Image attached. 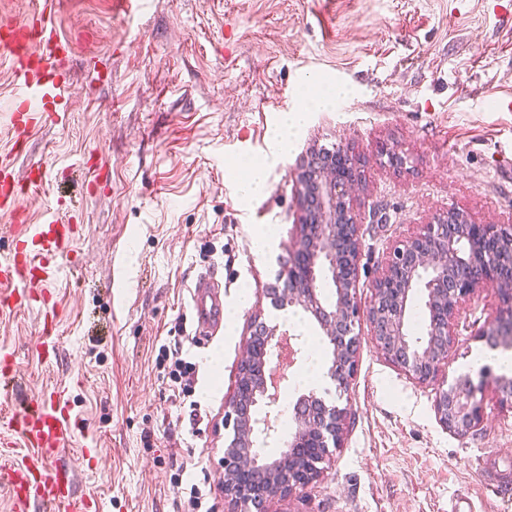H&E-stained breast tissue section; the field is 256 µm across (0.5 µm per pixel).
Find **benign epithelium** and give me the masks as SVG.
Segmentation results:
<instances>
[{
  "label": "benign epithelium",
  "mask_w": 512,
  "mask_h": 512,
  "mask_svg": "<svg viewBox=\"0 0 512 512\" xmlns=\"http://www.w3.org/2000/svg\"><path fill=\"white\" fill-rule=\"evenodd\" d=\"M301 197L298 235L276 282L265 289L276 307L302 309L317 323L331 352L327 376L347 391L357 369L359 333L366 319L378 349L421 384L443 378L442 365L454 346L453 326L462 304L479 289L493 287L511 318L495 317L483 334L496 344H512V225L478 224L468 214L450 210L402 241L389 253L372 283V300L361 308L356 297L360 227L355 213L357 161L340 148L303 163L296 177ZM333 287L328 296L326 288ZM421 293L426 336L410 340L407 313ZM287 333L278 325H256L247 342L227 403L234 436L224 448V494L261 510L265 501L289 497L321 473L331 447H340L347 410L328 405L315 393L301 395L293 406L294 431L288 447L274 458L263 448L278 433L282 411L278 388L268 381L287 378L302 354L303 343L280 346ZM477 387L461 378L439 389L435 410L440 422L464 435L479 425Z\"/></svg>",
  "instance_id": "7a95c632"
}]
</instances>
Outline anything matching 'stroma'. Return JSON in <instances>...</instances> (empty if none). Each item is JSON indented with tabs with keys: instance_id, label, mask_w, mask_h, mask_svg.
<instances>
[{
	"instance_id": "35a3bbf8",
	"label": "stroma",
	"mask_w": 512,
	"mask_h": 512,
	"mask_svg": "<svg viewBox=\"0 0 512 512\" xmlns=\"http://www.w3.org/2000/svg\"><path fill=\"white\" fill-rule=\"evenodd\" d=\"M49 21L70 46L56 64L70 116L14 148L18 79L0 62V159L46 173L27 223L73 202L75 235L53 263L81 280L33 289L25 309L0 307V352L23 377L14 398H0V437L13 402L57 391L75 422L63 459L91 512H182L179 480L211 486L214 512H241L224 495V405L251 321L279 325L306 352L324 346L308 314L263 295L296 236L300 165L341 146L364 160V306L388 252L435 214L512 224V111L498 106L512 91V0H142L127 14L114 0H54ZM317 84L347 95L313 105ZM301 107L305 125L275 145L280 114ZM244 157L268 164L260 194L240 190ZM269 224L278 233L254 255L251 233ZM214 265L232 324L197 348L181 333L187 287ZM50 306L48 357L36 343ZM497 306L489 290L462 305L448 382L479 381L470 359ZM163 344L197 364V417L155 364ZM492 374L512 379V367ZM494 380L479 426L457 434L436 416V385L411 379L362 326L347 392L322 394L347 411L341 446L319 478L265 512H448L459 497L477 512H512V404Z\"/></svg>"
}]
</instances>
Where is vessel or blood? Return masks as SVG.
I'll return each instance as SVG.
<instances>
[{
	"instance_id": "obj_1",
	"label": "vessel or blood",
	"mask_w": 512,
	"mask_h": 512,
	"mask_svg": "<svg viewBox=\"0 0 512 512\" xmlns=\"http://www.w3.org/2000/svg\"><path fill=\"white\" fill-rule=\"evenodd\" d=\"M0 49L8 54L14 73L21 81L11 113L17 136L48 122L60 123L65 115L59 105L68 96V83L56 73L57 55L68 53L46 19L45 11L0 28ZM12 167L0 162V212L16 213L24 199L13 189ZM71 226L59 211L47 213L43 223L26 226L23 249L0 255V288L12 303L23 302L33 286L54 281L58 268L51 263L68 243ZM190 322L195 338L217 336L224 330V284L217 275H200L188 287ZM9 424L39 456L23 468L0 469V485L15 501L39 504L41 512H87L86 502L74 492L71 471L58 466L55 458L67 439L71 423L69 406L62 396L31 397L9 412Z\"/></svg>"
}]
</instances>
